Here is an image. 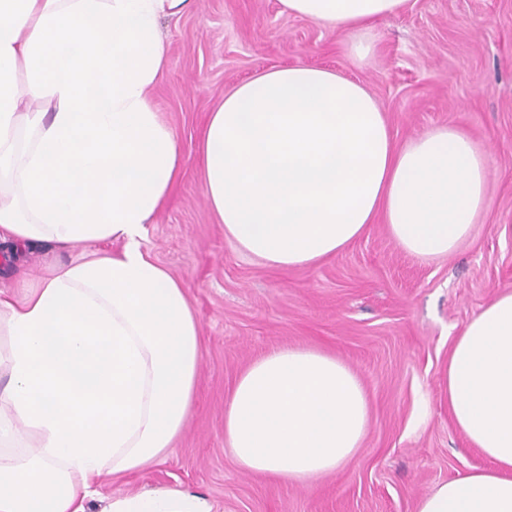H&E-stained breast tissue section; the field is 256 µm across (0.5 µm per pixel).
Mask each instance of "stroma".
I'll return each instance as SVG.
<instances>
[{
    "mask_svg": "<svg viewBox=\"0 0 512 512\" xmlns=\"http://www.w3.org/2000/svg\"><path fill=\"white\" fill-rule=\"evenodd\" d=\"M162 31L167 70L150 96L186 162L144 247L185 283L201 327L196 404L166 458L108 478L86 512L156 489L203 496L213 512H417L435 485L490 467L457 429L438 378L463 326L512 292V0H408L377 22L361 63L348 55V32L281 13L278 0H192ZM297 63L361 82L397 144L451 125L488 152L485 207L453 254L414 257L380 221L336 256L287 270L225 239L196 160L208 116L235 85ZM54 258L46 246H22L0 259V289ZM282 346L340 359L371 402L357 457L306 484L247 472L224 448L228 389Z\"/></svg>",
    "mask_w": 512,
    "mask_h": 512,
    "instance_id": "obj_1",
    "label": "stroma"
}]
</instances>
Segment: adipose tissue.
<instances>
[{
    "mask_svg": "<svg viewBox=\"0 0 512 512\" xmlns=\"http://www.w3.org/2000/svg\"><path fill=\"white\" fill-rule=\"evenodd\" d=\"M406 0H279L349 31L357 58ZM189 0H0V241L63 254L0 290V512H85L101 478L165 457L195 400L201 329L184 284L143 246L182 174L150 89L166 66L160 21ZM198 163L225 238L268 265L312 266L376 217L412 256L452 253L485 203L488 159L463 129L396 146L358 81L296 64L225 94ZM122 244L120 253L90 243ZM439 386L490 460L437 485L417 512H512V292L456 337ZM370 426L358 376L312 348L252 361L224 404V447L244 470L311 482L344 467ZM104 512H211L162 489Z\"/></svg>",
    "mask_w": 512,
    "mask_h": 512,
    "instance_id": "1",
    "label": "adipose tissue"
}]
</instances>
